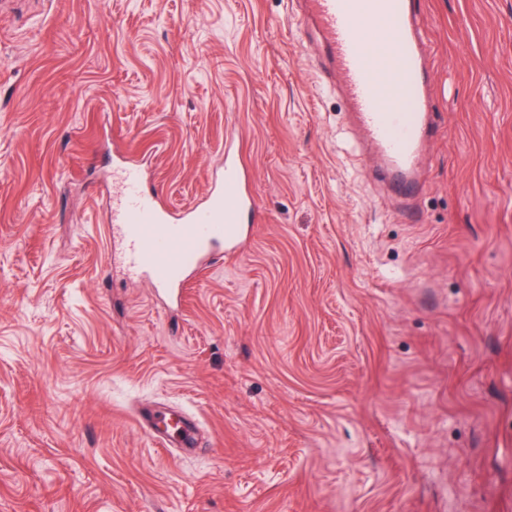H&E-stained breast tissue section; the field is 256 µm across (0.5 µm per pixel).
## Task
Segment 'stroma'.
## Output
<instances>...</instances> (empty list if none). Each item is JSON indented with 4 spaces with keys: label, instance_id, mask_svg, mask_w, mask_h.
I'll use <instances>...</instances> for the list:
<instances>
[{
    "label": "stroma",
    "instance_id": "stroma-1",
    "mask_svg": "<svg viewBox=\"0 0 512 512\" xmlns=\"http://www.w3.org/2000/svg\"><path fill=\"white\" fill-rule=\"evenodd\" d=\"M414 3L410 224L290 0H0V512H512V0ZM228 141L258 208L169 300L112 260L113 153L179 208ZM137 422L159 447L170 448L174 444L193 448L196 445L193 423L173 410H168L162 416H157L154 410H146L138 415Z\"/></svg>",
    "mask_w": 512,
    "mask_h": 512
}]
</instances>
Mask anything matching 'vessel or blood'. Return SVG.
Returning <instances> with one entry per match:
<instances>
[{
    "instance_id": "vessel-or-blood-1",
    "label": "vessel or blood",
    "mask_w": 512,
    "mask_h": 512,
    "mask_svg": "<svg viewBox=\"0 0 512 512\" xmlns=\"http://www.w3.org/2000/svg\"><path fill=\"white\" fill-rule=\"evenodd\" d=\"M296 11L310 32L322 79L338 85L349 124L375 156L372 172L399 193L403 217L416 221L424 149L436 127L425 24L413 0H296ZM116 176L120 193L111 224L123 261L131 273L148 275L153 288L171 294L201 256L219 246L237 247L243 217L257 205L229 145L204 201L184 212L172 211L147 189L138 164L120 161ZM137 422L159 447L196 444L193 423L178 412L159 416L148 410Z\"/></svg>"
}]
</instances>
